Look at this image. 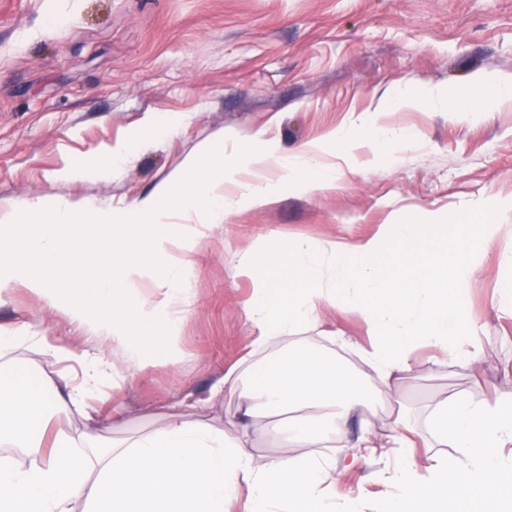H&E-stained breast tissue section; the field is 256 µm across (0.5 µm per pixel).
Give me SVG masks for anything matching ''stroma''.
I'll use <instances>...</instances> for the list:
<instances>
[{
    "instance_id": "obj_1",
    "label": "stroma",
    "mask_w": 512,
    "mask_h": 512,
    "mask_svg": "<svg viewBox=\"0 0 512 512\" xmlns=\"http://www.w3.org/2000/svg\"><path fill=\"white\" fill-rule=\"evenodd\" d=\"M480 73L512 76V0H0V211L47 194L99 209L129 205L203 143H271L293 155L365 114L411 134L381 162L364 146L350 157L329 151L332 187L281 189L228 212L199 240L181 359L135 375L104 360L89 405L109 424L101 446L161 426L177 401L230 427L237 394L214 404L208 397L256 336L252 282L239 271L246 257L287 239L377 238L388 224L431 219L453 243L464 219L497 224L463 298L480 325L479 353L462 363L416 349L419 370L382 389L322 449L337 467L325 512H349L359 493L370 505L392 492L387 460L358 453L365 430L388 435L401 409L425 421L451 396L481 402L512 392V303L500 293L512 275V101L472 116L433 99L417 108L388 103L399 92L461 91ZM127 142L133 148L112 177L65 178L75 162ZM19 319L29 339L9 366L33 379L79 373L46 345L98 350L64 309L13 285L0 291V326ZM305 336L374 380L358 352L370 337L357 313L322 306Z\"/></svg>"
}]
</instances>
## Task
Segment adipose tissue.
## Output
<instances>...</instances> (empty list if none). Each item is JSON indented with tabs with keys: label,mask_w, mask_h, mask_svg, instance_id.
<instances>
[{
	"label": "adipose tissue",
	"mask_w": 512,
	"mask_h": 512,
	"mask_svg": "<svg viewBox=\"0 0 512 512\" xmlns=\"http://www.w3.org/2000/svg\"><path fill=\"white\" fill-rule=\"evenodd\" d=\"M452 112H484L512 101V78L477 77L466 93H445ZM329 141L363 142L376 156L404 134L359 118ZM322 147L300 150L299 164L268 144L251 153L203 146L157 195L116 209L87 212L47 195L0 217V288L19 283L50 304L66 305L75 323L100 334V352L121 356L128 370L176 364L178 336L189 311L190 256L198 241L234 205H261L272 184L243 186L227 196L241 165L284 170L290 187L323 190L336 173ZM181 223H174V216ZM496 233L491 221L468 225L456 248L429 224H389L382 237L333 245L337 272L323 286L312 243H280L270 257L251 254L240 271L253 283L248 319L255 348L274 356L230 370L213 388L237 392L242 418L236 435L174 410L158 430L109 448L94 433L81 443L50 434V418L100 382L99 362L85 352L53 347L77 362L80 382L35 383L21 372L0 373V415L11 423L0 445L18 449L24 465L0 462V512H323L336 493V466L314 457L261 459L251 451L257 419L291 413L282 431L302 448H322L371 392L327 355L298 349L291 334L312 326L321 305L357 312L369 325L364 352L382 381L415 371L423 345L443 356L474 359L476 324L461 290L474 260ZM395 253L387 260L385 252ZM427 424L432 438L451 442L463 460L423 461L419 436L406 413L390 424L386 442L364 435V454L389 457L385 479L394 496L375 512H458L464 491H475L479 512H499L512 485V394L473 402L436 403Z\"/></svg>",
	"instance_id": "1"
}]
</instances>
